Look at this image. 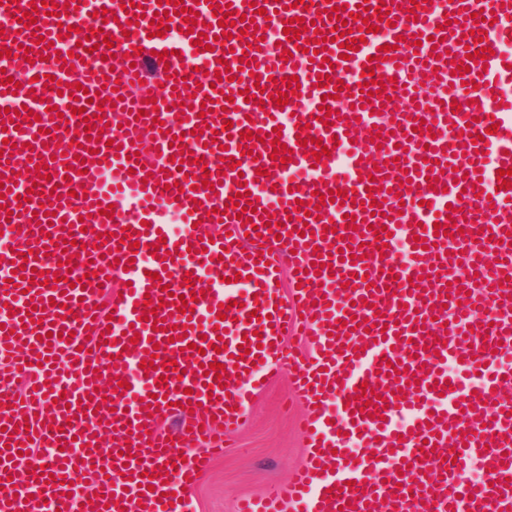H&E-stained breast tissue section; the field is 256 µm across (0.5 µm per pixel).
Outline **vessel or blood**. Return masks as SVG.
<instances>
[{
  "label": "vessel or blood",
  "mask_w": 512,
  "mask_h": 512,
  "mask_svg": "<svg viewBox=\"0 0 512 512\" xmlns=\"http://www.w3.org/2000/svg\"><path fill=\"white\" fill-rule=\"evenodd\" d=\"M507 43L512 0H0V512H186L291 329L306 459L237 512H512Z\"/></svg>",
  "instance_id": "1"
}]
</instances>
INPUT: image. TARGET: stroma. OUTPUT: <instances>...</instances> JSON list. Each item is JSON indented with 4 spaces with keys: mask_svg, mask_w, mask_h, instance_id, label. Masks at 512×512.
I'll use <instances>...</instances> for the list:
<instances>
[{
    "mask_svg": "<svg viewBox=\"0 0 512 512\" xmlns=\"http://www.w3.org/2000/svg\"><path fill=\"white\" fill-rule=\"evenodd\" d=\"M290 371L283 366L253 396L245 428L187 491L188 512H236L240 498L259 495L267 483L287 478L303 463L306 447L297 426L303 408L287 397Z\"/></svg>",
    "mask_w": 512,
    "mask_h": 512,
    "instance_id": "1",
    "label": "stroma"
}]
</instances>
